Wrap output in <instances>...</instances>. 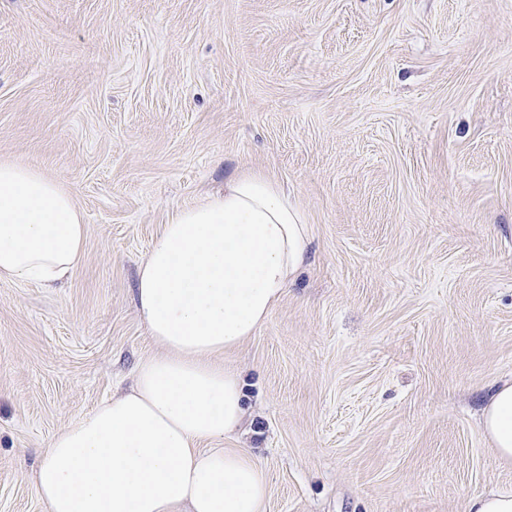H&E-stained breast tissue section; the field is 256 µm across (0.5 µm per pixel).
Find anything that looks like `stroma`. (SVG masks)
<instances>
[{
  "label": "stroma",
  "mask_w": 512,
  "mask_h": 512,
  "mask_svg": "<svg viewBox=\"0 0 512 512\" xmlns=\"http://www.w3.org/2000/svg\"><path fill=\"white\" fill-rule=\"evenodd\" d=\"M86 224L64 284L0 281V512H47L53 433L156 352L140 260L236 172L309 264L221 357L265 512H467L512 493L481 430L512 377V0H0V162ZM469 512H512V493L487 490L473 496Z\"/></svg>",
  "instance_id": "stroma-1"
}]
</instances>
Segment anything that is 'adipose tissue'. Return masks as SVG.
<instances>
[{"label":"adipose tissue","mask_w":512,"mask_h":512,"mask_svg":"<svg viewBox=\"0 0 512 512\" xmlns=\"http://www.w3.org/2000/svg\"><path fill=\"white\" fill-rule=\"evenodd\" d=\"M85 235L57 180L0 163V279L55 287L82 262ZM309 247L301 209L261 173H236L175 212L137 270V311L159 349L130 391L49 441L32 475L47 512H263L262 471L223 445L245 409L238 375L217 357L267 319ZM482 430L512 463V379L490 395Z\"/></svg>","instance_id":"obj_1"}]
</instances>
